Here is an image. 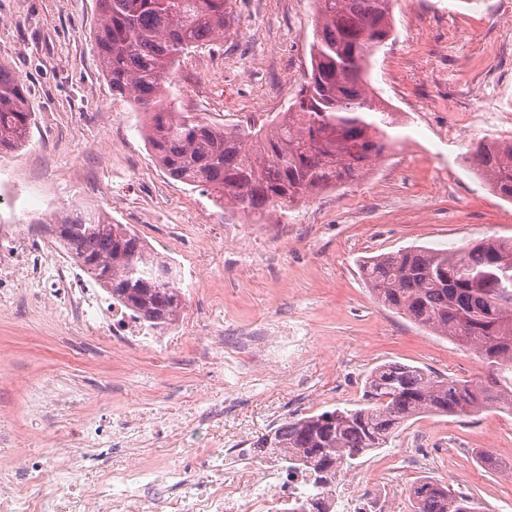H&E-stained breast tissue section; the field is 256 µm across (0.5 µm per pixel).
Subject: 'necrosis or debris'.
Here are the masks:
<instances>
[{
	"instance_id": "obj_1",
	"label": "necrosis or debris",
	"mask_w": 512,
	"mask_h": 512,
	"mask_svg": "<svg viewBox=\"0 0 512 512\" xmlns=\"http://www.w3.org/2000/svg\"><path fill=\"white\" fill-rule=\"evenodd\" d=\"M78 267L51 231L37 234L0 224V311H13L27 297L40 308H63L77 338L110 348L174 353L181 335L177 324L143 320L121 301L101 296ZM204 340L186 365H205L211 349L229 350L228 370L243 386L252 381L256 364L285 361L298 344L284 325L272 336L263 326L231 324L205 332ZM183 410L191 412L195 428L179 429ZM235 411V404L218 397L202 404L185 395L172 408L93 415L56 387L40 390L30 399V417L47 427L65 424L68 441L77 447L98 445L97 462L59 463L56 471L66 485L59 496L40 489L45 477L40 453L0 466V512H144L154 496L161 497L163 512H390L387 496L362 492L357 462H344L341 480L319 485L283 450L250 457L241 439L225 445L224 420ZM148 430L156 436L154 448L133 460L119 454L132 432Z\"/></svg>"
}]
</instances>
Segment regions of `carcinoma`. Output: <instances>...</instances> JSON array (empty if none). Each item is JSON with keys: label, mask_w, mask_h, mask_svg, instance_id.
Returning <instances> with one entry per match:
<instances>
[{"label": "carcinoma", "mask_w": 512, "mask_h": 512, "mask_svg": "<svg viewBox=\"0 0 512 512\" xmlns=\"http://www.w3.org/2000/svg\"><path fill=\"white\" fill-rule=\"evenodd\" d=\"M397 0H314L311 69L288 111L260 128L217 127L166 104L178 58L234 34V0H99L95 48L112 91L144 109L145 141L174 179L203 186L215 203L251 215L284 211L331 182L352 179L391 146L395 127L368 90L369 60L392 31ZM33 124L24 84L0 64V153L24 146ZM466 159L512 201V141H479ZM59 234L90 276L143 318L170 320L182 302L173 268L155 263L125 224L65 217ZM362 276L383 306L420 329L465 345L504 377L479 387L388 363L366 379L367 402L287 420L256 442L284 448L329 480L345 460L382 448L422 413L472 417L491 404L512 412V243L487 238L461 249L425 247L367 257ZM415 512H485L468 494L425 481Z\"/></svg>", "instance_id": "obj_1"}]
</instances>
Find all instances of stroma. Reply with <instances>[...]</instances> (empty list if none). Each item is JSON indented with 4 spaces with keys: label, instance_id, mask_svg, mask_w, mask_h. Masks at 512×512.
I'll return each instance as SVG.
<instances>
[{
    "label": "stroma",
    "instance_id": "stroma-1",
    "mask_svg": "<svg viewBox=\"0 0 512 512\" xmlns=\"http://www.w3.org/2000/svg\"><path fill=\"white\" fill-rule=\"evenodd\" d=\"M235 33L190 49L170 96L216 126L263 123L286 111L310 67L312 0H237ZM98 0H0V63L27 91L34 124L22 149L0 154V222L34 224L42 212L102 211L162 252L179 250L185 303L213 326H300L309 346L295 362L256 371L250 390L227 386L239 405L224 436L249 442L289 418L363 399L376 366L400 362L479 385L491 371L470 349L432 335L377 303L361 259L410 246L458 250L512 239V202L469 169L472 143L512 139V0H398L394 33L372 58L373 90L395 111V143L362 176L314 192L265 223L216 206L172 179L141 128L142 108L101 72L94 36ZM60 314H0V429L16 452L39 446L55 461L82 457L32 422L27 400L55 379L85 411L101 400L92 379L122 384L113 411L203 398L224 374H183L136 354L79 357ZM423 449V463L407 451ZM512 459V414L468 419L422 414L363 458L366 494L390 486L392 512H412L409 490L427 479L475 495L489 512H512V478L478 466L479 453Z\"/></svg>",
    "mask_w": 512,
    "mask_h": 512
}]
</instances>
